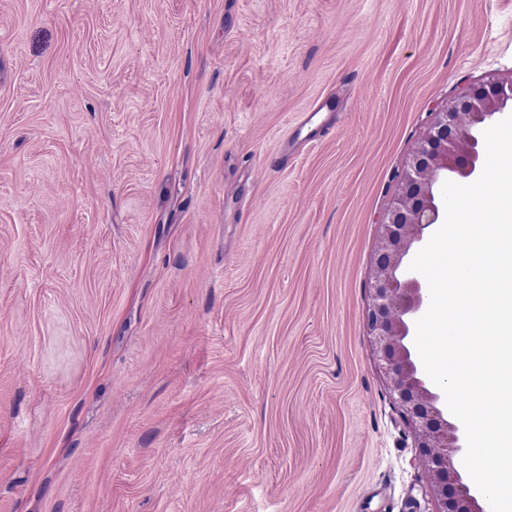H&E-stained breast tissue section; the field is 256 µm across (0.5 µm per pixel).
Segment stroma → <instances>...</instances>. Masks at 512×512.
<instances>
[{
    "label": "stroma",
    "instance_id": "stroma-1",
    "mask_svg": "<svg viewBox=\"0 0 512 512\" xmlns=\"http://www.w3.org/2000/svg\"><path fill=\"white\" fill-rule=\"evenodd\" d=\"M491 77L512 0H0V512H437L372 263Z\"/></svg>",
    "mask_w": 512,
    "mask_h": 512
}]
</instances>
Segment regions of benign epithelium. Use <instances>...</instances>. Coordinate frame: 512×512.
Returning <instances> with one entry per match:
<instances>
[{
	"mask_svg": "<svg viewBox=\"0 0 512 512\" xmlns=\"http://www.w3.org/2000/svg\"><path fill=\"white\" fill-rule=\"evenodd\" d=\"M509 112L512 83L491 80L471 87L436 113L401 172L375 253L368 325L377 356L392 374L396 401L413 428L415 447L423 453L438 512L485 510L455 465L465 451L464 429L448 421L443 395L429 387L415 357L411 324L425 310L427 293L420 274L408 270L409 255L425 230L440 220L437 184L450 173L474 176L484 126Z\"/></svg>",
	"mask_w": 512,
	"mask_h": 512,
	"instance_id": "obj_1",
	"label": "benign epithelium"
}]
</instances>
